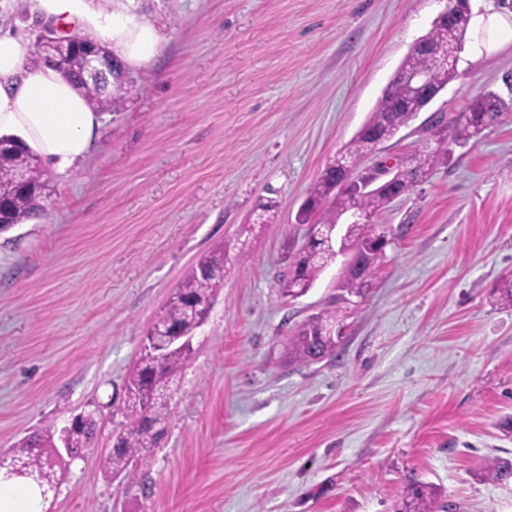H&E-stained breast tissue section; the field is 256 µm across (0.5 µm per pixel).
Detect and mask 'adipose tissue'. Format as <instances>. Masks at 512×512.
Instances as JSON below:
<instances>
[{
	"label": "adipose tissue",
	"instance_id": "obj_1",
	"mask_svg": "<svg viewBox=\"0 0 512 512\" xmlns=\"http://www.w3.org/2000/svg\"><path fill=\"white\" fill-rule=\"evenodd\" d=\"M81 0H30L37 17L80 20L83 35L108 43L125 66L152 62L161 49L157 30L131 14L124 0L112 12L83 16ZM31 46L0 26V136L21 139L52 169L64 173L92 152L101 126L98 113L60 73L28 63Z\"/></svg>",
	"mask_w": 512,
	"mask_h": 512
}]
</instances>
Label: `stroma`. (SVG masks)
<instances>
[{
	"instance_id": "35a3bbf8",
	"label": "stroma",
	"mask_w": 512,
	"mask_h": 512,
	"mask_svg": "<svg viewBox=\"0 0 512 512\" xmlns=\"http://www.w3.org/2000/svg\"><path fill=\"white\" fill-rule=\"evenodd\" d=\"M443 0H133L162 43L138 92L101 116L92 154L51 172L43 214L0 233V451L84 410L98 434L48 512H399L430 484L437 512H512V112L377 222L390 240L335 357L289 361L331 306L344 258L282 297L295 215L359 132ZM449 83L364 167L408 164L431 119L506 93L512 36ZM275 205L256 227L258 201ZM224 285L193 339L166 434L132 477L101 459L125 380L173 289L213 246Z\"/></svg>"
}]
</instances>
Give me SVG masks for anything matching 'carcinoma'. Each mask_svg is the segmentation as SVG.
<instances>
[{"label": "carcinoma", "mask_w": 512, "mask_h": 512, "mask_svg": "<svg viewBox=\"0 0 512 512\" xmlns=\"http://www.w3.org/2000/svg\"><path fill=\"white\" fill-rule=\"evenodd\" d=\"M455 16L451 20H433L426 37L436 45L450 42L464 47L471 15L470 0H454ZM84 51L81 43L74 45L73 54L64 68L66 79L98 112H120L137 92L136 82L127 80L109 93L98 85L83 81L77 68ZM417 73L427 75L431 92L413 93L407 79ZM458 76L439 56L415 49L403 59L381 98L370 113L365 127L389 141L412 122L419 112L432 103L433 94L443 91ZM506 109L499 94L488 90L476 96L466 112L448 130L440 122L430 129V140L435 147L427 146L414 155L409 165L394 170V186L398 195L410 193L426 181L435 168L448 162V141L463 146L476 140L483 132L497 123ZM382 149V142L365 134H357L345 147V152L329 163L309 188L295 216L298 224H319L322 228L345 224L338 244L357 261L363 262L362 270L347 273L339 285L341 294L336 305L305 320L288 338V360L299 364L318 362L336 356L340 337L331 335V329L343 324L347 307L346 298L364 300L377 271L383 265L389 239L375 224L376 218L394 200L391 192L375 188L359 192L343 187L345 173L351 172L357 181L369 178L358 170L360 161ZM50 184L41 158L24 144L12 137H0V218L12 225L24 224L37 217ZM356 209L365 215L363 224H347L348 211ZM337 247L324 241L288 252V265L294 267L282 285V295L298 298L313 286L323 269L336 261ZM225 246L216 247L197 262L190 274L177 286L166 306L157 314L155 323L175 330L190 339L200 326L199 313L213 305L223 287L224 265L227 262ZM212 271L209 276L199 273L200 268ZM193 359V344L173 347L163 354L145 346L140 357L129 371L125 394L127 423L112 434L111 451L104 457L101 467L110 475L130 476L131 465L146 448L155 445L163 435L170 415V403L177 391L183 372ZM97 429L88 423L73 432L71 445L87 448L95 438ZM56 446V430L49 425L41 431L22 439L3 455L6 461H18L32 470H42L50 475L46 486L56 490L61 484L66 464H51L48 457ZM484 477L505 482L512 479V462L492 459L484 468ZM402 512H435V492L424 484H413L406 490Z\"/></svg>", "instance_id": "carcinoma-1"}]
</instances>
